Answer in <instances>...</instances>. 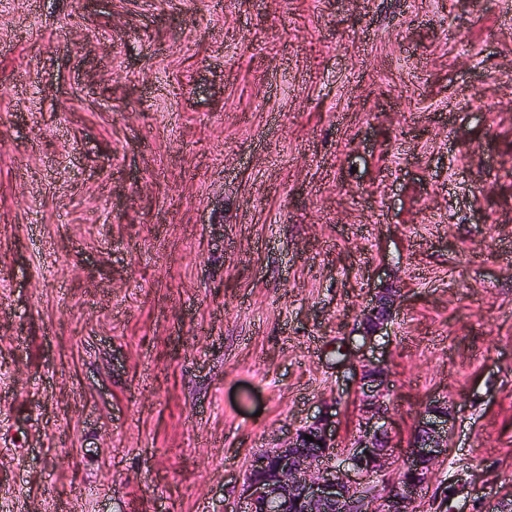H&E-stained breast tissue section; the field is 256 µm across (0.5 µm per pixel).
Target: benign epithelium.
<instances>
[{
  "instance_id": "benign-epithelium-1",
  "label": "benign epithelium",
  "mask_w": 512,
  "mask_h": 512,
  "mask_svg": "<svg viewBox=\"0 0 512 512\" xmlns=\"http://www.w3.org/2000/svg\"><path fill=\"white\" fill-rule=\"evenodd\" d=\"M389 316L380 303L363 314L367 328L381 325ZM387 376L380 364L363 359L361 390L371 406L360 434L343 454L348 472L367 477L385 464L387 426L381 424L388 412L383 400ZM431 419L418 429L413 449L403 463L409 477L378 500L365 483L352 480L336 460V421L326 414L312 417L274 448L255 452L247 468L243 493L234 512H412V500L427 482L434 462L448 454V437L436 431L435 420L448 416L444 404L427 408ZM310 435L314 441L305 439Z\"/></svg>"
}]
</instances>
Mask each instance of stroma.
Instances as JSON below:
<instances>
[{
  "label": "stroma",
  "mask_w": 512,
  "mask_h": 512,
  "mask_svg": "<svg viewBox=\"0 0 512 512\" xmlns=\"http://www.w3.org/2000/svg\"><path fill=\"white\" fill-rule=\"evenodd\" d=\"M413 512L512 495V0L0 5V512H232L359 432L363 309Z\"/></svg>",
  "instance_id": "1"
}]
</instances>
